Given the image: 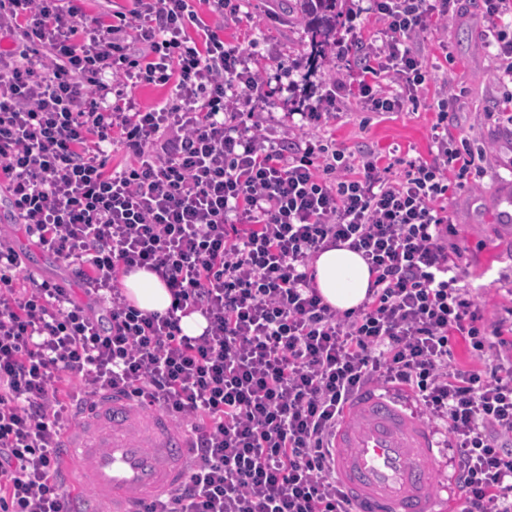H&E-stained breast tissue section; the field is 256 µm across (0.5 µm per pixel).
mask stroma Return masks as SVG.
Listing matches in <instances>:
<instances>
[{"label":"stroma","mask_w":512,"mask_h":512,"mask_svg":"<svg viewBox=\"0 0 512 512\" xmlns=\"http://www.w3.org/2000/svg\"><path fill=\"white\" fill-rule=\"evenodd\" d=\"M368 5V0H345L338 36L354 34L355 44L348 52L335 51L314 60L303 23L281 0H242L235 17L214 12L209 0L193 2L199 18L225 43L249 53L252 69L267 82L269 97L262 112L264 126L274 138L292 137L290 114L301 104H317L336 79L355 80L364 47L378 29ZM491 25L483 0H458L447 23L432 24L424 37L413 42L427 75L418 101L405 103L396 112H371L349 95L342 111L325 115L312 132L336 141L355 162L369 153L389 162L426 159L442 89L459 95V102L448 106V136L467 141L480 158L464 184L449 191L448 215L467 249L461 267L463 283L485 317L497 319L512 312V231L490 221L489 215L499 187L512 181V166L502 162L498 138L499 131L512 123L505 114V90L496 62L485 42ZM1 225L12 229L17 247L31 262V272L67 278V271L40 252L24 226L16 223L3 190Z\"/></svg>","instance_id":"1"}]
</instances>
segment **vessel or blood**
<instances>
[{
    "label": "vessel or blood",
    "instance_id": "vessel-or-blood-1",
    "mask_svg": "<svg viewBox=\"0 0 512 512\" xmlns=\"http://www.w3.org/2000/svg\"><path fill=\"white\" fill-rule=\"evenodd\" d=\"M64 446L68 483L90 487L111 512H139L142 501L186 478L188 435L172 429L164 410L139 415L116 394L80 419ZM334 448L336 478L356 512H442L433 436L392 391L363 390L347 408Z\"/></svg>",
    "mask_w": 512,
    "mask_h": 512
}]
</instances>
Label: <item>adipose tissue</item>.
Returning <instances> with one entry per match:
<instances>
[{
    "label": "adipose tissue",
    "instance_id": "ef3b65f1",
    "mask_svg": "<svg viewBox=\"0 0 512 512\" xmlns=\"http://www.w3.org/2000/svg\"><path fill=\"white\" fill-rule=\"evenodd\" d=\"M313 267L316 286L331 306L347 311L364 301L372 276L361 255L345 247H334L320 253ZM122 286L127 299L140 309L162 313L172 303L168 287L150 271L129 272L123 277Z\"/></svg>",
    "mask_w": 512,
    "mask_h": 512
}]
</instances>
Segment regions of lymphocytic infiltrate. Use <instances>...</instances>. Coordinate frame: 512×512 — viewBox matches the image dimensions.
Returning a JSON list of instances; mask_svg holds the SVG:
<instances>
[{
	"instance_id": "f902f5d3",
	"label": "lymphocytic infiltrate",
	"mask_w": 512,
	"mask_h": 512,
	"mask_svg": "<svg viewBox=\"0 0 512 512\" xmlns=\"http://www.w3.org/2000/svg\"><path fill=\"white\" fill-rule=\"evenodd\" d=\"M454 3L371 0L380 27L358 81L301 113L294 145L266 135L263 77L191 0H133L115 24L84 21L77 0H0V187L82 287L25 273L0 229V512H71L61 441L112 392L193 431L186 483L145 512H354L334 436L368 387L447 430L458 512H512V321L484 318L459 285L444 202L475 154L449 140L447 100L430 159L397 174L309 132L346 91L373 112L415 98L410 42ZM141 84L172 96L141 106ZM117 145L131 155L119 168ZM335 246L373 275L349 312L310 269ZM136 269L167 285L165 312L128 301L120 279ZM192 313L197 337L180 326ZM456 340L488 364L450 365ZM65 377L79 382L67 397Z\"/></svg>"
}]
</instances>
